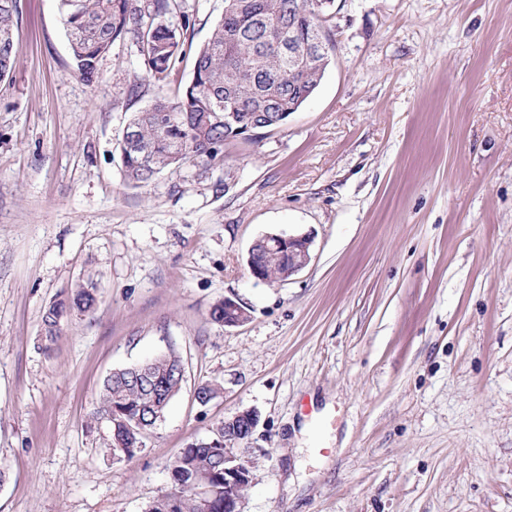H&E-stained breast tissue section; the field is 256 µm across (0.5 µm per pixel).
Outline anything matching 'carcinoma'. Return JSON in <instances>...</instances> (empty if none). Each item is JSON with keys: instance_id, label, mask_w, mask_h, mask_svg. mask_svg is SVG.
<instances>
[{"instance_id": "obj_1", "label": "carcinoma", "mask_w": 512, "mask_h": 512, "mask_svg": "<svg viewBox=\"0 0 512 512\" xmlns=\"http://www.w3.org/2000/svg\"><path fill=\"white\" fill-rule=\"evenodd\" d=\"M75 8L61 13L77 70L94 77L99 60L112 44L128 34L152 80L167 79L186 55L184 30L189 17L176 12L169 0H74ZM319 0H224L221 19L211 38L194 51L191 83L176 100L158 97L130 118L132 139L120 144L125 181L148 187L163 171L215 159L224 146L251 134L285 125L288 117L309 99V87L322 80L329 55L308 51L313 32L324 30ZM17 0H0V74L14 64L13 26ZM236 113L238 125L224 124V114ZM255 258L270 282L281 279L288 255L256 246ZM96 284L77 280L70 293L52 302L42 316L43 349L61 335L64 322L77 311L90 315L97 308ZM183 366L171 349L137 365L108 375L102 384L90 421L97 422L118 409L122 421L108 422L110 446L118 455L133 458L143 446L128 424L140 419L148 431L164 415L181 387L176 370ZM234 448H247L241 422L228 417L214 438ZM224 488V446L202 439L181 449L169 471V489L151 501L145 512H224V495L246 496L254 479Z\"/></svg>"}]
</instances>
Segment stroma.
<instances>
[{
	"label": "stroma",
	"mask_w": 512,
	"mask_h": 512,
	"mask_svg": "<svg viewBox=\"0 0 512 512\" xmlns=\"http://www.w3.org/2000/svg\"><path fill=\"white\" fill-rule=\"evenodd\" d=\"M187 37L223 0H177ZM330 64L281 128L128 185L133 113L177 98L132 37L93 79L58 0H18L0 79V512H144L169 465L255 411L242 512H512V0H335ZM313 237L283 281L275 231ZM99 303L50 350L44 310ZM250 319L222 326L224 298ZM185 381L135 457L89 416L104 378L167 349ZM221 386L207 405L194 393ZM263 238L264 244L272 240L275 248L288 253V255L268 252L263 244H258L255 258L263 270L250 257L247 258L250 275L256 280L265 282L266 279L268 282H277L282 276L280 280L282 281L298 273L309 264L311 260L310 246L313 243L309 234L280 231L265 234ZM98 297L93 279H78L70 288L66 298L52 302L42 316L43 349L48 350L52 343L61 335L64 322L77 311L90 315L97 308ZM225 310L232 315V318L225 322ZM225 315H228L225 312ZM211 320L217 324L224 326H236L248 320L249 314L246 308L237 300L232 298H224V301L213 306L210 312Z\"/></svg>",
	"instance_id": "stroma-1"
}]
</instances>
